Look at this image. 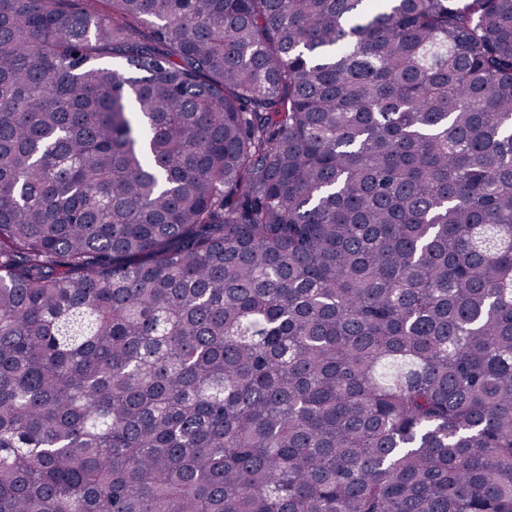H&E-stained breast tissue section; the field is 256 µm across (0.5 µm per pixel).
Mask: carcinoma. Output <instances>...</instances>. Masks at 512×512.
<instances>
[{"label": "carcinoma", "mask_w": 512, "mask_h": 512, "mask_svg": "<svg viewBox=\"0 0 512 512\" xmlns=\"http://www.w3.org/2000/svg\"><path fill=\"white\" fill-rule=\"evenodd\" d=\"M0 512H512V0H0Z\"/></svg>", "instance_id": "obj_1"}]
</instances>
